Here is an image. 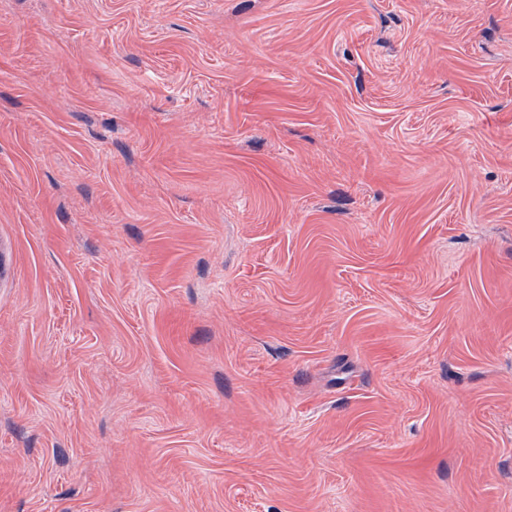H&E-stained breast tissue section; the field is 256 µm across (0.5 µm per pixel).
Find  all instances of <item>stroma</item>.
I'll return each mask as SVG.
<instances>
[{
	"label": "stroma",
	"instance_id": "stroma-1",
	"mask_svg": "<svg viewBox=\"0 0 512 512\" xmlns=\"http://www.w3.org/2000/svg\"><path fill=\"white\" fill-rule=\"evenodd\" d=\"M0 512H512V0H0Z\"/></svg>",
	"mask_w": 512,
	"mask_h": 512
}]
</instances>
